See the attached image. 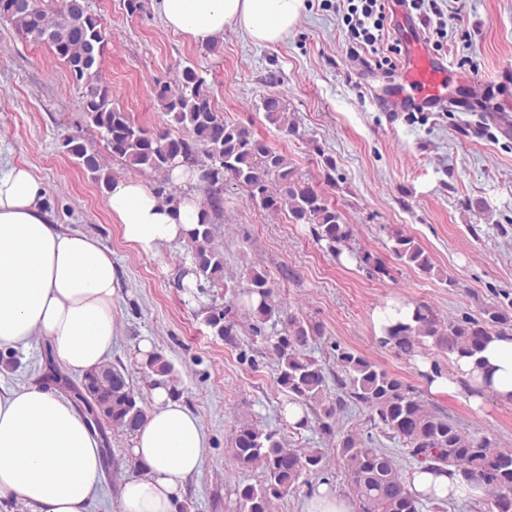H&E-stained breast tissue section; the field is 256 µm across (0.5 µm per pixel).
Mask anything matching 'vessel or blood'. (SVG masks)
Listing matches in <instances>:
<instances>
[{
	"label": "vessel or blood",
	"instance_id": "b4317fda",
	"mask_svg": "<svg viewBox=\"0 0 512 512\" xmlns=\"http://www.w3.org/2000/svg\"><path fill=\"white\" fill-rule=\"evenodd\" d=\"M402 40L406 46L402 70L397 82L382 96L381 105L392 111H471L475 80L460 78L442 59L429 54L415 20H408Z\"/></svg>",
	"mask_w": 512,
	"mask_h": 512
}]
</instances>
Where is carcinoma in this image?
<instances>
[{"label":"carcinoma","instance_id":"1","mask_svg":"<svg viewBox=\"0 0 512 512\" xmlns=\"http://www.w3.org/2000/svg\"><path fill=\"white\" fill-rule=\"evenodd\" d=\"M18 2L0 0V19L21 39L49 46L65 64L79 91L81 112L111 156L137 173L166 177L177 163L199 172L207 198L200 222L188 240L197 279L212 283L224 280V251L214 245L209 209L220 201L217 189L226 182L245 189L249 200L268 212L286 211L294 223L313 225L315 240L325 244L328 251L340 255L349 248L352 231L336 205L306 182L283 152L248 126L224 121L212 105L203 71L186 65L174 83L156 87L162 125L146 128L112 103L111 89L101 77L109 37L101 20L88 12L85 0H66L62 9L54 0H32L30 7H20ZM258 108L269 123L292 129L287 105L280 96H264ZM60 149L95 182L111 183V172L100 153L82 138L66 136ZM391 240V254L396 260L425 276L440 275L429 253L414 238L396 232ZM253 295L260 298L258 305H249L254 321L281 325L269 339L277 359L278 385L291 399L322 407L324 434L335 433L333 418L350 398L366 406L371 418L402 441L419 464L453 468L464 483L479 484L494 494L491 512H512V448H502L479 430L428 409L401 377L380 369L358 352L342 350L337 354L340 374L336 375V386L342 395L336 403L324 404L326 371L307 352L320 334L319 327L275 304L268 279L260 272L250 278L247 296ZM204 322L217 336L232 335L233 325L220 308L205 310ZM494 336H512V299L486 307L479 319L465 316L446 325L426 307L418 306L414 324L399 322L389 327L381 343L410 356L430 345L450 354L474 357ZM172 372V365L160 353L143 368L151 382ZM72 393L75 402L86 405L85 413L93 427L103 416L113 427L131 432L148 413L141 393L130 385L125 371L110 363L86 373L82 387L73 388ZM338 448L358 512H419L418 498L390 455L363 446L353 433L340 436ZM231 452L241 467L260 474L255 483L238 484L240 512H271L273 500L288 493L302 476L319 471L323 461L320 451L292 448L279 433L252 422L239 426Z\"/></svg>","mask_w":512,"mask_h":512}]
</instances>
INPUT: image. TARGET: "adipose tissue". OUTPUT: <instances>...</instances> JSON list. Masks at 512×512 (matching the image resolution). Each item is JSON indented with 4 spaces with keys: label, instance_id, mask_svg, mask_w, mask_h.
I'll use <instances>...</instances> for the list:
<instances>
[{
    "label": "adipose tissue",
    "instance_id": "ef3b65f1",
    "mask_svg": "<svg viewBox=\"0 0 512 512\" xmlns=\"http://www.w3.org/2000/svg\"><path fill=\"white\" fill-rule=\"evenodd\" d=\"M305 0H158L166 27L206 46L225 26L257 44H275L294 28ZM45 187L26 166L0 170V351L50 340L63 368L83 375L107 360L122 291L112 252L97 239L61 232L43 211ZM107 208L123 240L145 255L188 240L199 198L159 196L146 181L113 184ZM457 379L432 374L434 394L468 389L471 405L485 398L512 405V336L489 341L479 359L453 357ZM151 408L131 433L135 465L121 483L118 512H174L187 477L197 472L208 439L198 418L172 394L150 386ZM103 472V455L85 418L66 397L35 386L0 395V503L31 512H88ZM417 496L452 500L480 496L451 468H417Z\"/></svg>",
    "mask_w": 512,
    "mask_h": 512
}]
</instances>
